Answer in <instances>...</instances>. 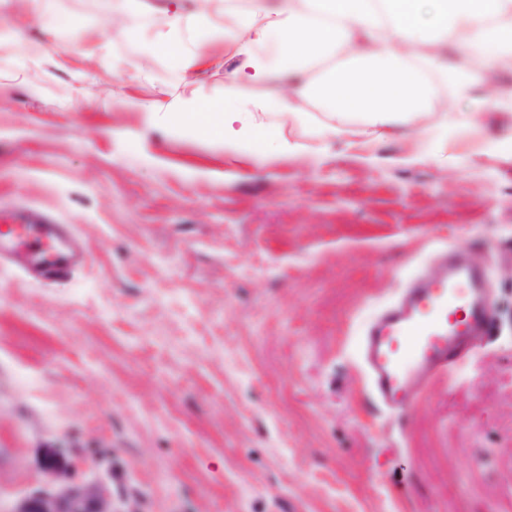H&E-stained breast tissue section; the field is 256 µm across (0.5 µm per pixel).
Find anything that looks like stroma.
I'll return each mask as SVG.
<instances>
[{
    "mask_svg": "<svg viewBox=\"0 0 512 512\" xmlns=\"http://www.w3.org/2000/svg\"><path fill=\"white\" fill-rule=\"evenodd\" d=\"M197 6L0 0V217L85 249L52 281L0 264V512L72 488L113 512H512V111L451 135L440 89L351 147L311 103L296 151L227 148L184 117L223 101L239 59L210 23L248 0ZM445 245L489 267L497 323L400 416L361 338Z\"/></svg>",
    "mask_w": 512,
    "mask_h": 512,
    "instance_id": "stroma-1",
    "label": "stroma"
}]
</instances>
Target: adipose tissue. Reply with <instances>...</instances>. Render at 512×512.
Here are the masks:
<instances>
[{
    "instance_id": "1",
    "label": "adipose tissue",
    "mask_w": 512,
    "mask_h": 512,
    "mask_svg": "<svg viewBox=\"0 0 512 512\" xmlns=\"http://www.w3.org/2000/svg\"><path fill=\"white\" fill-rule=\"evenodd\" d=\"M215 31L243 59L222 111L204 116L230 146L264 133L266 113L281 127L304 123L309 101L330 116L317 129L323 139H379L391 116L418 120L433 96L432 75L469 104L450 119L453 128L512 110V83L494 80L512 69V0H282L276 13L267 0H252L237 25ZM330 55L336 65L307 80L311 63ZM288 75L300 76V86L244 111L241 84Z\"/></svg>"
}]
</instances>
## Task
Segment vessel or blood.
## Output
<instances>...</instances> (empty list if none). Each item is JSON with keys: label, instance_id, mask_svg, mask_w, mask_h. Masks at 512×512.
<instances>
[{"label": "vessel or blood", "instance_id": "b4317fda", "mask_svg": "<svg viewBox=\"0 0 512 512\" xmlns=\"http://www.w3.org/2000/svg\"><path fill=\"white\" fill-rule=\"evenodd\" d=\"M51 224L0 225V255L14 247L42 249ZM438 271L409 288L366 327L362 362L374 399L406 413L431 378L463 361L493 320L484 270L467 260L438 256Z\"/></svg>", "mask_w": 512, "mask_h": 512}]
</instances>
